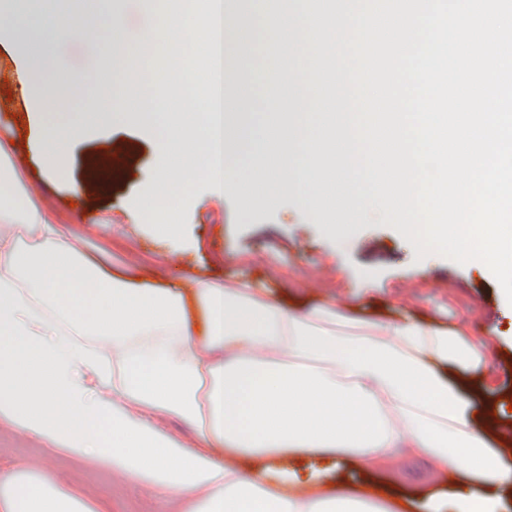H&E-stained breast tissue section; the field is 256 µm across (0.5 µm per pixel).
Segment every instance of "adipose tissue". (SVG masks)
Returning a JSON list of instances; mask_svg holds the SVG:
<instances>
[{
	"mask_svg": "<svg viewBox=\"0 0 512 512\" xmlns=\"http://www.w3.org/2000/svg\"><path fill=\"white\" fill-rule=\"evenodd\" d=\"M212 5L194 16L171 8L144 35L157 48L195 38ZM124 47L134 96L138 47L128 17H101ZM24 49L34 67L51 58L52 77L33 76L36 98L58 95L70 77L40 27ZM277 89L262 161L241 172L242 120L220 117L209 100L184 95L164 120L155 108L138 119L157 128L155 166L139 209L156 239L179 250L182 228L153 208L189 163L207 172L211 193L234 192L248 209L281 208L277 188L308 177L290 209L301 224H321L348 242L352 221L383 212L353 176V124L343 100L326 123L303 122L319 109L321 86L299 96L290 80ZM84 124L45 128L36 143L45 173L63 177ZM337 183L335 210L324 204ZM36 182L0 138V429L22 433L50 456L124 477L173 501L176 512H500L512 489V426H504L476 370L485 360L463 325L446 330L428 318L361 320L338 336L332 312L301 313L299 292L269 301L248 282L195 280L182 272L146 286V260L113 270L81 253ZM191 426L193 442L161 427ZM0 512H98L76 488L42 471L0 473Z\"/></svg>",
	"mask_w": 512,
	"mask_h": 512,
	"instance_id": "ef3b65f1",
	"label": "adipose tissue"
}]
</instances>
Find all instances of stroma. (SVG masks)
I'll return each mask as SVG.
<instances>
[{
    "label": "stroma",
    "mask_w": 512,
    "mask_h": 512,
    "mask_svg": "<svg viewBox=\"0 0 512 512\" xmlns=\"http://www.w3.org/2000/svg\"><path fill=\"white\" fill-rule=\"evenodd\" d=\"M57 50L70 60L71 79L79 91L45 105L20 81L30 70L24 50L0 32V64L8 65L16 76L11 88L15 109L0 111V135L14 140L18 167L38 182L45 199L66 223L88 227V254H95L99 244H109L112 266L118 269L130 253H166V246L149 234L135 210L139 185L153 163L154 130L124 117L107 129L91 127L72 150L67 178L44 175L29 146L39 122L64 123L85 112V100L94 95L100 81H107L116 93L124 91L125 68L111 47L103 48L93 66L86 60L83 43L72 36H63ZM161 64L178 66L176 56L158 51L140 60V95L162 101L164 111H180L177 96L151 78ZM106 150L125 152L126 157L120 179L102 193L87 182L85 166L89 158ZM175 190L183 232L178 258L188 265L189 277L247 281L273 297L304 280L305 271L320 270L321 279L306 280L307 299L340 314L342 321L334 329L345 335L351 333L353 320L361 317L402 321L407 312L401 296L407 292L415 294L418 314L443 326H453L460 315H468L471 323L482 328L475 340L484 346L486 361L481 373L486 392L496 399L503 420L512 423V304L495 277L443 257L430 264L417 262L408 242L387 225L356 224L352 244L337 252L319 225L294 223L288 211L246 214L234 194H225L220 202L212 199L204 172L190 166ZM217 254L223 256V266L213 264ZM27 465L40 468L62 486L87 491L100 500L103 512H169L145 487L102 473L91 464L75 466L48 456L24 434L0 432V472Z\"/></svg>",
    "instance_id": "1"
}]
</instances>
